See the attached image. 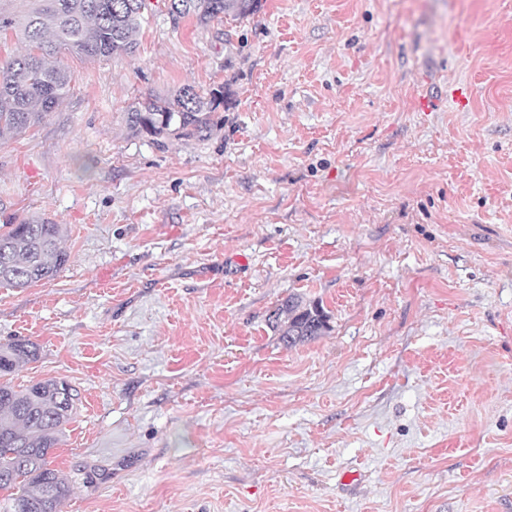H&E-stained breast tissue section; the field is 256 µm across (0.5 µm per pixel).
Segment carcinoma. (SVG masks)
Returning <instances> with one entry per match:
<instances>
[{"label":"carcinoma","mask_w":512,"mask_h":512,"mask_svg":"<svg viewBox=\"0 0 512 512\" xmlns=\"http://www.w3.org/2000/svg\"><path fill=\"white\" fill-rule=\"evenodd\" d=\"M173 27L188 18L207 24L221 17L255 15L261 0H157ZM145 0H0V44L10 38L24 51L0 64V139L18 136L58 108L70 91L72 73L57 62L63 50L88 58L131 54L146 20ZM228 105L226 87L209 97L184 85L125 113L128 131L153 140L188 138L217 123ZM64 228L46 218L8 225L0 232V286L27 288L54 279L69 260L60 247ZM329 315L321 303L297 295L283 300L271 326L288 346L323 335ZM37 345L14 339L0 343V375L36 361ZM75 389L65 379L47 378L16 390L0 384V491L8 512H60L71 480L51 467L49 455L76 413Z\"/></svg>","instance_id":"1"}]
</instances>
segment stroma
Returning <instances> with one entry per match:
<instances>
[{
    "label": "stroma",
    "instance_id": "35a3bbf8",
    "mask_svg": "<svg viewBox=\"0 0 512 512\" xmlns=\"http://www.w3.org/2000/svg\"><path fill=\"white\" fill-rule=\"evenodd\" d=\"M59 59L63 104L0 139V226L63 225L69 261L0 287V342L39 347L15 389L78 392L62 512H512V0L158 13ZM220 84L202 136L125 127ZM292 294L329 329L289 347Z\"/></svg>",
    "mask_w": 512,
    "mask_h": 512
}]
</instances>
